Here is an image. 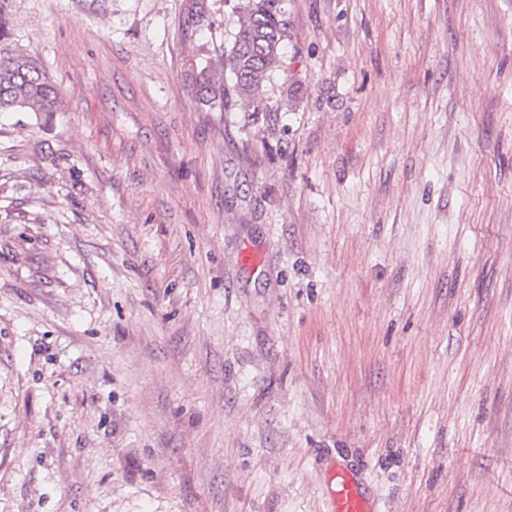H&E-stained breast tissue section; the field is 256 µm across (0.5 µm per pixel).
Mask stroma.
Segmentation results:
<instances>
[{"label": "stroma", "instance_id": "1", "mask_svg": "<svg viewBox=\"0 0 512 512\" xmlns=\"http://www.w3.org/2000/svg\"><path fill=\"white\" fill-rule=\"evenodd\" d=\"M192 3L6 0L0 512H512V0H283L257 117ZM4 1H0V112H55L57 87L40 63L13 47ZM335 486L331 512H373L355 482L341 470L336 471Z\"/></svg>", "mask_w": 512, "mask_h": 512}]
</instances>
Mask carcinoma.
I'll return each mask as SVG.
<instances>
[{
	"label": "carcinoma",
	"mask_w": 512,
	"mask_h": 512,
	"mask_svg": "<svg viewBox=\"0 0 512 512\" xmlns=\"http://www.w3.org/2000/svg\"><path fill=\"white\" fill-rule=\"evenodd\" d=\"M0 0V112H53L57 87L40 63L12 45L13 28ZM238 23L224 47L229 76L201 68L193 85L198 100L212 110L224 111L242 100L254 114L266 111V83L281 65L288 39V21L281 0H240Z\"/></svg>",
	"instance_id": "cac0c4a2"
}]
</instances>
